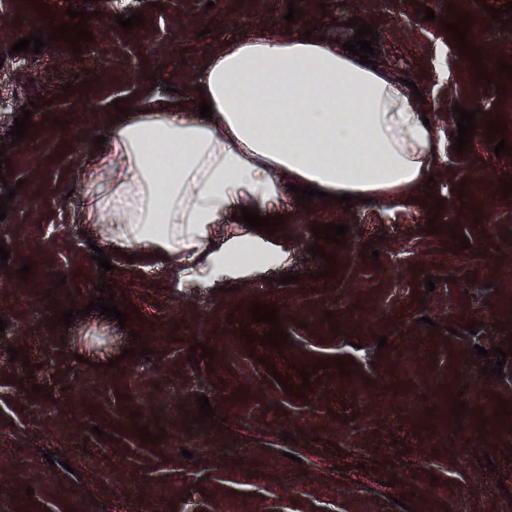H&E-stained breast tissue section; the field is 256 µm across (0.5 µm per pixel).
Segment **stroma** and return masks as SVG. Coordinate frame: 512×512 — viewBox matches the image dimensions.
Listing matches in <instances>:
<instances>
[{
	"label": "stroma",
	"mask_w": 512,
	"mask_h": 512,
	"mask_svg": "<svg viewBox=\"0 0 512 512\" xmlns=\"http://www.w3.org/2000/svg\"><path fill=\"white\" fill-rule=\"evenodd\" d=\"M302 15L287 22L288 3ZM507 0H0V33L52 38L0 64V505L9 512H512V425L476 430L483 401L512 411V76L484 79L444 28L478 22L481 49L512 64ZM432 8L434 20L424 18ZM91 41L54 40L70 11ZM142 13L124 30L117 17ZM372 24L375 51L414 82L443 144L428 199L346 206L299 203L281 188L272 242L287 259L243 278L184 287L160 258L112 249L92 260L103 224H77L79 160L108 135L115 101L144 89L186 96L205 77L202 52L268 29L303 28L345 43L351 18ZM33 105L21 141L12 102ZM476 111L456 154L454 106ZM502 138L488 133L490 122ZM343 224V243L312 257L313 230ZM468 249H461L459 236ZM30 264L28 277L18 270ZM293 282H286V275ZM434 291H427L426 280ZM111 284L125 324L88 310ZM276 308L273 347L252 304ZM79 309L72 325L56 314ZM386 346H379V337ZM208 347L200 357L194 345ZM509 355L483 373L476 347ZM149 356H142V349ZM17 357H10V350ZM472 389L463 412L449 396ZM214 410L197 419L198 396ZM412 397L418 413L401 407ZM150 422L158 442L143 439ZM100 434H93V427Z\"/></svg>",
	"instance_id": "1"
}]
</instances>
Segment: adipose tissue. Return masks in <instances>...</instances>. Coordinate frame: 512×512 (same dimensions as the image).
Returning <instances> with one entry per match:
<instances>
[{"instance_id": "1", "label": "adipose tissue", "mask_w": 512, "mask_h": 512, "mask_svg": "<svg viewBox=\"0 0 512 512\" xmlns=\"http://www.w3.org/2000/svg\"><path fill=\"white\" fill-rule=\"evenodd\" d=\"M205 78L182 100L147 97L113 120L81 166L79 224L110 241L198 271L240 275L281 261L280 246L215 226L243 209L276 215L289 179L332 196L380 203L423 192L440 154L423 101L384 67L304 31L223 40L204 54ZM213 114H199L201 102Z\"/></svg>"}]
</instances>
